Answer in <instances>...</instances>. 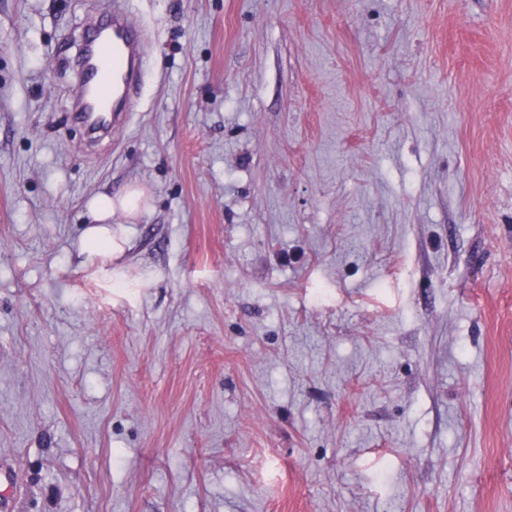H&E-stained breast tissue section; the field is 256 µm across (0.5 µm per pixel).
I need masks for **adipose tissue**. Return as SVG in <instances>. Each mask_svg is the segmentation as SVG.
I'll use <instances>...</instances> for the list:
<instances>
[{"mask_svg":"<svg viewBox=\"0 0 512 512\" xmlns=\"http://www.w3.org/2000/svg\"><path fill=\"white\" fill-rule=\"evenodd\" d=\"M141 197V190L136 188L127 189L118 196L99 194L93 197L88 203L91 222L83 234V251L92 257L123 252V243L112 235V216L118 212L133 215Z\"/></svg>","mask_w":512,"mask_h":512,"instance_id":"obj_1","label":"adipose tissue"}]
</instances>
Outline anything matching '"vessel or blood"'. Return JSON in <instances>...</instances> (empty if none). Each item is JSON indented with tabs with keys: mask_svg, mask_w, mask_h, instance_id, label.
Returning a JSON list of instances; mask_svg holds the SVG:
<instances>
[{
	"mask_svg": "<svg viewBox=\"0 0 512 512\" xmlns=\"http://www.w3.org/2000/svg\"><path fill=\"white\" fill-rule=\"evenodd\" d=\"M143 42L117 2L87 39L73 117L95 137L111 136L126 123L123 105L141 86Z\"/></svg>",
	"mask_w": 512,
	"mask_h": 512,
	"instance_id": "obj_1",
	"label": "vessel or blood"
}]
</instances>
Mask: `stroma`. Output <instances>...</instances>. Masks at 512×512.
I'll return each mask as SVG.
<instances>
[{"instance_id":"obj_1","label":"stroma","mask_w":512,"mask_h":512,"mask_svg":"<svg viewBox=\"0 0 512 512\" xmlns=\"http://www.w3.org/2000/svg\"><path fill=\"white\" fill-rule=\"evenodd\" d=\"M125 5L92 146L102 4L0 0L10 512H512V0ZM92 32L84 48L73 118L102 138L112 136L127 121L122 108L141 86L144 38L118 0L106 22ZM142 196L143 192L138 188H129L114 198L111 194H98L89 201V217L94 223H89L82 240V250L88 252L89 258L124 251L125 241L112 237V215L117 211L128 217L133 215Z\"/></svg>"}]
</instances>
